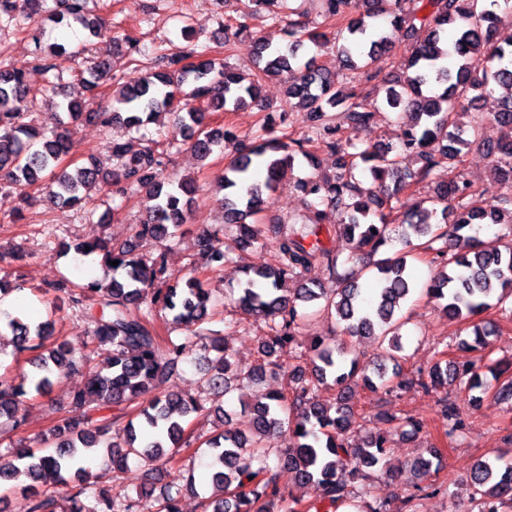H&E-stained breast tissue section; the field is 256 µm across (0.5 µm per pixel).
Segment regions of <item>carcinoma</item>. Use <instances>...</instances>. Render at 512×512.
Wrapping results in <instances>:
<instances>
[{
    "label": "carcinoma",
    "instance_id": "carcinoma-1",
    "mask_svg": "<svg viewBox=\"0 0 512 512\" xmlns=\"http://www.w3.org/2000/svg\"><path fill=\"white\" fill-rule=\"evenodd\" d=\"M285 2L247 0L242 20L221 25L227 50L235 39L252 34L250 19L268 18L287 26L285 46L255 38L254 73L237 72L212 57L211 47L192 43V26L185 19L181 33L187 46L160 57L139 77L121 81L118 73L136 62L139 40L124 35L126 50L118 49L97 14L99 0H55L54 8L47 0H0V27L29 29L41 15L55 24L75 23L87 30L99 39V47L84 70L86 91L95 97L103 83L112 82L105 104L56 101L53 80L35 91L21 75L0 67V183L24 201L42 199L61 207L80 204L81 191L99 183L113 199L140 192L149 203L146 218L125 242L75 245L79 255L101 256L102 278L49 285L67 296L68 306L91 325V343L108 348L110 356L72 393L68 414L53 426L54 441L42 439L44 448H14L13 459L0 464V486L25 482L29 512H180L182 491H196L190 470L158 495L153 485L144 483L134 497L112 496L99 483L106 472L128 470L132 454L167 468L182 448L191 417L208 411L205 398L187 400L165 391L184 361L187 345L203 351L208 394L231 391L232 336L210 327L211 293L200 274L232 262L239 249L269 242L275 246L271 262L243 270L245 278L234 299L241 314L234 327L250 317L267 321L247 378L262 382L284 375L288 382L254 403L248 430L222 429L207 441L216 493L208 504L211 512H298L300 500L285 495L280 486L283 469L295 484L313 489L309 512H338L370 494L365 481L371 469L383 464L394 432L406 426L417 433L427 428L422 419L387 414L386 427L369 432L361 442L349 440L351 427L360 419L351 404L352 383L359 380L372 392L397 394L409 381L398 369L388 373L383 363L373 366L369 375L357 360L346 361L349 351L343 339L316 338L305 365L286 364L282 353L293 343L301 319L296 302H324L323 309L336 316L344 335L388 344L384 356L396 362L404 326L398 313L411 290L410 259L422 250L433 253L439 265L426 294L449 320H470L491 309L512 317V306L506 305L512 298V246L502 249L493 241L463 234L477 224H499L504 214L511 224L512 197L486 198L455 173L462 149L479 142V120L471 118L468 108H458L459 103L490 95L501 86L507 94L493 113L500 138L487 152L496 155L492 179H512V36L497 38L498 12L512 10V0H318L321 21L307 33L283 12ZM330 21L337 24L333 39L336 57L347 69L343 74L313 57L301 59L306 43L317 47L328 41L319 28ZM398 41L408 46L406 74L381 79L371 64ZM270 77L286 84L288 111L300 113L306 126L303 138L287 142L268 125L247 141L229 124L212 127L209 115L214 112L259 104L261 80ZM341 77L353 84L346 93L336 89ZM367 84L371 90H356ZM39 96L55 108L48 132L39 131L30 119ZM383 107L406 117L398 145L362 146L343 138V126H367ZM161 114L173 117L174 135L165 143L142 133ZM84 118L103 127L122 123L147 145L130 154L124 145L112 144L118 166L110 173H102L92 159L71 171L62 168V158L73 147L71 126ZM177 140L204 159L228 147L235 154L220 177L227 191L222 199L224 223L233 234L222 239L217 230H203L198 240L201 262L182 289L162 287L161 259L143 252L148 241L177 237L192 218L195 182L162 178ZM297 150L311 159L318 150L336 154L338 172L302 182L300 218L287 221L272 215L266 224L249 222L270 208L276 183L293 170ZM441 170L448 172V179L437 183L430 203L443 205L444 224L431 223L436 209L420 205L395 215L393 200L399 194L435 179ZM325 206L343 214L339 235L359 256H376L391 242L390 224L399 222L401 248L371 263L370 284L362 282L364 269L344 266L324 245ZM439 241L442 245L435 246ZM112 261L118 265H110ZM313 266L323 267L335 287L304 281ZM159 313L170 315L171 330L181 335H159ZM0 323L12 334L15 352L32 354L29 363L36 369L20 383L0 373V419L16 427L22 422L24 398L45 394L51 375L74 369L76 350L66 340L45 347L54 332L50 319L25 320L0 310ZM473 335L469 348L485 350L499 329L490 321L479 322L473 325ZM329 380L337 390L331 401L319 395ZM418 381L444 408L445 434H463V412L444 389L450 381L469 391L482 388L476 364L458 366L440 358L427 378ZM109 408L115 409L110 417L103 414ZM120 424L123 445L108 438L110 428ZM275 434L283 435L284 443L272 460L263 441ZM501 461L500 456L480 460L466 478L478 512H499V506L512 503V464ZM442 467L443 453L434 446L414 460L411 471L425 480ZM73 478L78 483L61 499L42 488L47 482L66 486Z\"/></svg>",
    "mask_w": 512,
    "mask_h": 512
}]
</instances>
